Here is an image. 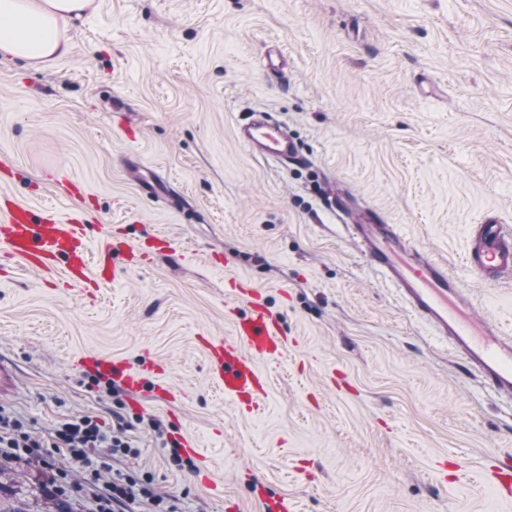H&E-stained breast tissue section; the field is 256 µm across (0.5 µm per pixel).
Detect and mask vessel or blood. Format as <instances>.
Listing matches in <instances>:
<instances>
[{
  "mask_svg": "<svg viewBox=\"0 0 512 512\" xmlns=\"http://www.w3.org/2000/svg\"><path fill=\"white\" fill-rule=\"evenodd\" d=\"M238 138L261 158L284 164L302 162L298 143L268 113L252 114L238 128ZM0 219V245L25 260L30 269L47 271L60 257H67L72 279L86 277L83 252L76 243L85 234L83 225L42 219L34 210L7 203ZM357 248L396 286L410 310L431 327L438 340L495 392L512 400V335L479 319L474 301L461 282L450 276L445 263L418 251L395 225L372 214L348 226ZM466 267L494 278L512 277V226L480 224L465 255ZM285 340L281 324L263 302H253L249 314L235 325L234 341L205 337L206 352L218 366V382L226 397L237 399L262 393L258 362L278 352ZM83 365L106 379H118L131 392H139L140 373L115 368L111 359L83 356Z\"/></svg>",
  "mask_w": 512,
  "mask_h": 512,
  "instance_id": "1",
  "label": "vessel or blood"
}]
</instances>
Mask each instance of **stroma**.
Masks as SVG:
<instances>
[{
	"instance_id": "35a3bbf8",
	"label": "stroma",
	"mask_w": 512,
	"mask_h": 512,
	"mask_svg": "<svg viewBox=\"0 0 512 512\" xmlns=\"http://www.w3.org/2000/svg\"><path fill=\"white\" fill-rule=\"evenodd\" d=\"M40 66L0 54V195L87 227L88 284L0 252V407L35 433L112 428L96 353L149 381L121 392L135 454L178 512H512L484 479L512 468V404L447 351L330 205L396 225L512 333V278L467 270L476 224L512 225V0H94ZM269 112L308 163L253 155ZM144 265L100 278L113 242ZM242 282L251 296L235 294ZM288 337L262 398H225L201 336L234 338L252 298ZM156 420L161 432L148 427ZM200 444L183 455L184 437ZM33 457L0 465V502L86 512Z\"/></svg>"
}]
</instances>
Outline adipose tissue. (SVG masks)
<instances>
[{
    "label": "adipose tissue",
    "mask_w": 512,
    "mask_h": 512,
    "mask_svg": "<svg viewBox=\"0 0 512 512\" xmlns=\"http://www.w3.org/2000/svg\"><path fill=\"white\" fill-rule=\"evenodd\" d=\"M93 0H0V51L39 65L67 56L59 19L83 13Z\"/></svg>",
    "instance_id": "ef3b65f1"
}]
</instances>
